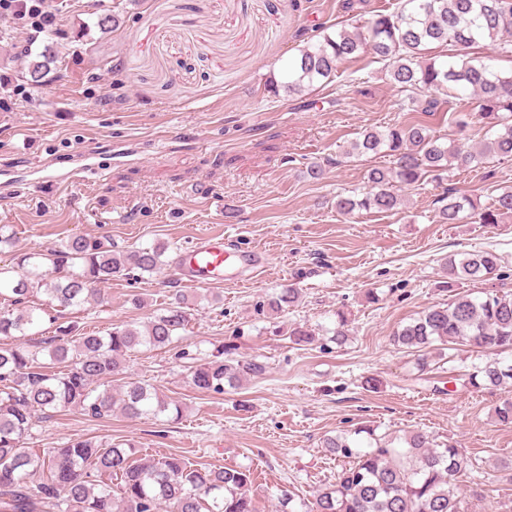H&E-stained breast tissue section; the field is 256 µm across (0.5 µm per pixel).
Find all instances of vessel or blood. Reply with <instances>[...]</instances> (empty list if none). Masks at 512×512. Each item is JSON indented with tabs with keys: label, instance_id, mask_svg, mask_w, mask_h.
Here are the masks:
<instances>
[{
	"label": "vessel or blood",
	"instance_id": "obj_1",
	"mask_svg": "<svg viewBox=\"0 0 512 512\" xmlns=\"http://www.w3.org/2000/svg\"><path fill=\"white\" fill-rule=\"evenodd\" d=\"M261 262L259 253L213 236L179 251L176 269L186 283L209 285L238 280L244 271L257 268Z\"/></svg>",
	"mask_w": 512,
	"mask_h": 512
}]
</instances>
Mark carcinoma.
Masks as SVG:
<instances>
[{
	"mask_svg": "<svg viewBox=\"0 0 512 512\" xmlns=\"http://www.w3.org/2000/svg\"><path fill=\"white\" fill-rule=\"evenodd\" d=\"M512 27V0H400L393 13H380L356 24L305 42L299 55L278 74L270 75L274 94L301 95L314 83L335 76L340 63L363 54L385 63L389 80L417 111L434 115L448 91L466 92L477 100L475 111L460 112L456 124L473 118L491 119L499 129L473 151L441 141L430 127L411 122L364 130L346 154L395 155L393 167L367 170L369 190L339 196L343 214L361 210L397 212L403 206L400 190L429 179L442 184L451 166L474 168L494 157H512V75L494 72L490 64L462 57L457 61L429 56L430 46L448 42L471 47L491 40ZM29 74L39 81L53 58L40 54ZM443 224L476 219L496 224L512 214V188L501 189L492 208L479 210L466 196L443 190L436 199ZM166 246L112 248V243L83 235L62 240L48 254L30 252L16 257V268L0 267V296L13 309L0 312V512H31L38 500L52 512H257L248 494L251 472L236 467H198L180 456L137 459L132 449L104 445L90 438H72L57 448L32 452L33 414L47 409L77 407L94 417L117 408L129 418L156 416L179 406L160 399L154 388L135 380L112 392V375L125 357L141 348L164 349L177 342L187 323L181 306L149 317L139 329L118 325L104 335L80 330L77 322L59 326L39 345L23 338L37 334L44 322H56L49 310L82 308L102 301V285L117 275H152L165 266ZM499 257L492 251L465 252L442 264L446 288L461 280L483 281L496 271ZM45 296V307L31 297ZM296 288H284L269 302L278 312L294 306ZM394 343L421 352L438 343L481 352L512 351V294L483 298L458 296L399 328ZM49 358V365L39 354ZM256 361L212 360L194 367L193 385L221 393L242 377L259 375ZM475 388L512 386V362L475 365L468 373ZM324 447L350 459L336 482L302 504L303 512H465L461 483L475 461L451 444H437L422 432L375 440L362 449L356 440L328 438Z\"/></svg>",
	"mask_w": 512,
	"mask_h": 512,
	"instance_id": "obj_1",
	"label": "carcinoma"
}]
</instances>
